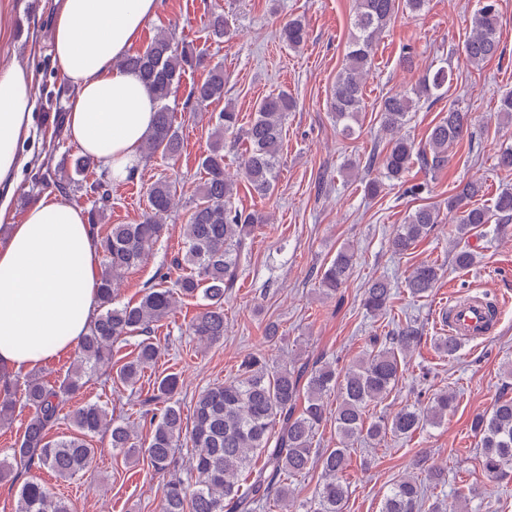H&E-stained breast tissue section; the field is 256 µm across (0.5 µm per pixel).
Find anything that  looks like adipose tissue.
I'll return each instance as SVG.
<instances>
[{"mask_svg":"<svg viewBox=\"0 0 512 512\" xmlns=\"http://www.w3.org/2000/svg\"><path fill=\"white\" fill-rule=\"evenodd\" d=\"M52 50L74 93L69 132L82 153L125 178L142 161L157 103L119 61L159 0H55ZM34 77L0 68V222L26 162ZM101 254L85 211L43 193L0 243V370L25 374L72 351L98 312Z\"/></svg>","mask_w":512,"mask_h":512,"instance_id":"obj_1","label":"adipose tissue"}]
</instances>
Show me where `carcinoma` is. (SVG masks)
Masks as SVG:
<instances>
[{"mask_svg":"<svg viewBox=\"0 0 512 512\" xmlns=\"http://www.w3.org/2000/svg\"><path fill=\"white\" fill-rule=\"evenodd\" d=\"M426 4L427 0H355L348 51L329 99L343 136L352 135L359 122L365 76L374 65L380 35L400 9L415 16ZM498 19L497 0H480L461 47L467 64L479 67L499 54ZM207 29L210 38L223 41L228 34L224 13H212ZM279 36L288 48L297 49L306 41V25L300 18L292 19L280 28ZM121 66L137 72L158 102L153 129L141 147L145 158L159 154L173 159L181 152V138L167 100L186 71L204 72L191 88L194 102L224 98L223 64L207 60L188 45L175 46L165 34L155 36L144 50L125 56ZM453 80L445 60L419 78L414 96L396 93L383 100L380 120L388 148L383 155L370 156L365 164L369 174L379 170V175L365 181L367 193L379 194L383 178L402 180L416 163L433 171L445 167L448 148L469 137L468 113L454 107L430 128L426 146L420 148L400 134L417 101L444 98ZM294 107V99L285 92L265 97L245 128L231 105L217 114L209 146L199 158L201 181L183 225L184 251L172 258L170 270L159 273L158 283L139 302L116 303V286L163 237L164 219L174 208L180 181L159 178L149 187L148 208L140 221L114 224L99 238L104 266L98 286L99 313L74 350L68 376L53 384L35 376L21 383L0 372V426L12 424L17 402L28 409L23 434L0 460V482L15 481L20 467H37L60 479H72L94 459L92 438L107 432L113 449L126 457L144 455L156 473L170 476L161 512H256L270 505L279 512H296L288 479L313 469L321 470V483L310 512H345L349 491L344 473L356 442L380 441L389 434L410 438L447 416L456 396L441 391L423 407L405 405L389 417L367 420L366 408L387 398L402 375L404 359L418 343L419 330L407 321L398 325L388 341L373 340L369 349L340 371L328 363L311 368L285 363L272 368L264 357L247 356L234 379L215 384L199 396L189 423L176 399L180 376L168 373L157 379L142 400L153 406L151 432L144 440L135 425L115 421L109 407L96 401H81L67 414L73 432H54L63 407L77 398L90 371L105 366L115 370L113 383L138 389L144 368L160 357L155 328L170 317L178 298L200 296L206 301L204 310L189 324L190 335L205 344L224 339V294L237 278L246 241L259 225L269 223L268 215L260 210L243 211L232 205L236 187L225 173L224 135H243L249 146L243 176L253 193L270 196L280 165L284 120ZM93 166L89 158L76 156L58 164L50 177L61 189L80 187ZM89 190L96 196L89 211V221L95 225L105 218L110 192L99 180ZM481 193L482 184L468 180L448 196V211L461 213L455 228L458 243L495 216L512 219L511 190L499 192L490 208L473 203ZM440 222L439 207H417L395 230L393 252L406 253ZM353 260L350 249L339 250L320 270L321 286L329 293L343 287ZM174 270L179 275L169 286ZM439 277L436 264L421 262L413 268L406 288L422 297ZM391 295V284L377 278L366 288L363 305L373 316L383 317ZM126 337L138 338L134 351L114 365L113 344ZM332 395L336 396L334 424L341 446L317 448L315 436L327 419V398ZM474 428L487 476L498 483L511 481L512 398L498 400L489 412L477 416ZM185 434L191 448L187 465L180 468L178 455ZM259 459L263 463L258 467ZM423 472L422 481L407 476L393 482L383 497L381 512H443L439 503L430 500L427 484H444L445 470L431 462ZM245 474L249 483L243 485ZM16 512H71V508L66 499L52 496L44 484L29 480L20 490Z\"/></svg>","mask_w":512,"mask_h":512,"instance_id":"carcinoma-1","label":"carcinoma"}]
</instances>
